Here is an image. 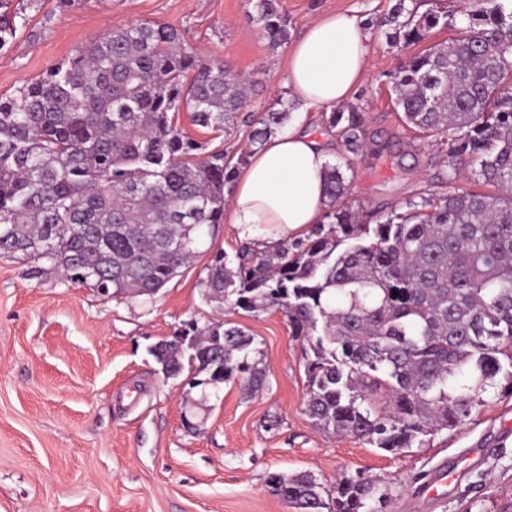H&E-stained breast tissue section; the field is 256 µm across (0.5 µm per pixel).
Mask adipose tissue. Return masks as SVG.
Here are the masks:
<instances>
[{"label":"adipose tissue","instance_id":"1","mask_svg":"<svg viewBox=\"0 0 512 512\" xmlns=\"http://www.w3.org/2000/svg\"><path fill=\"white\" fill-rule=\"evenodd\" d=\"M368 36L357 16L330 13L313 21L289 52L288 86L300 110L329 112L348 101L368 74ZM329 150L300 125L268 138L239 170L229 222L244 242L322 223L329 198Z\"/></svg>","mask_w":512,"mask_h":512}]
</instances>
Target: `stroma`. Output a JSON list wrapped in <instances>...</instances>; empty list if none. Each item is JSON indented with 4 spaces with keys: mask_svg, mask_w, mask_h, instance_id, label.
Masks as SVG:
<instances>
[{
    "mask_svg": "<svg viewBox=\"0 0 512 512\" xmlns=\"http://www.w3.org/2000/svg\"><path fill=\"white\" fill-rule=\"evenodd\" d=\"M288 42L270 49L252 0H57L26 8L16 40L0 50V97L119 24L153 21L180 30L204 61L249 76L238 127L219 144L249 154L251 120L287 95L288 51L320 16L343 12L369 33V74L349 103L366 116L363 156L349 158L320 113L305 128L332 143L345 204L375 223L408 201L448 186L474 189L470 173L448 183L449 158L407 131L387 75L398 65L384 16L395 0H281ZM209 253L182 267L150 300H115L56 272L31 277L0 257V512H294L267 484L272 473L312 474L330 486L363 472L390 488L386 512H512V396H493L471 420L422 448L385 452L324 431L305 410L309 387L302 341L279 311L217 308L201 281ZM244 327L262 351L266 387H192V372L164 376L151 352L187 322ZM480 463L444 498L426 499L420 473L469 449Z\"/></svg>",
    "mask_w": 512,
    "mask_h": 512,
    "instance_id": "35a3bbf8",
    "label": "stroma"
}]
</instances>
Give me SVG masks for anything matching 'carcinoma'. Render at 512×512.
<instances>
[{
  "instance_id": "carcinoma-1",
  "label": "carcinoma",
  "mask_w": 512,
  "mask_h": 512,
  "mask_svg": "<svg viewBox=\"0 0 512 512\" xmlns=\"http://www.w3.org/2000/svg\"><path fill=\"white\" fill-rule=\"evenodd\" d=\"M433 0H396L383 21L404 54L388 75L405 127L448 147L476 184L391 211L376 224L336 202L344 172L326 170V222L270 251L218 250L204 296L246 311L281 310L307 342L306 412L314 423L386 452L424 447L470 419L495 380L512 392V0H473L461 36L419 53L411 46L454 16ZM0 0V49L17 32ZM271 47L288 38L278 0H255ZM245 82L204 62L165 24L118 26L0 97V256L41 263L88 288L153 298L224 223L225 193L242 158L181 135L172 115L230 134ZM294 104L279 97L250 144L284 129ZM345 150L366 149L364 113L323 116ZM234 267H229V264ZM193 342L161 340L163 374L197 364L249 390L265 383L255 337L226 322L190 328ZM296 512H379L388 488L358 472L327 488L307 473L269 476Z\"/></svg>"
}]
</instances>
